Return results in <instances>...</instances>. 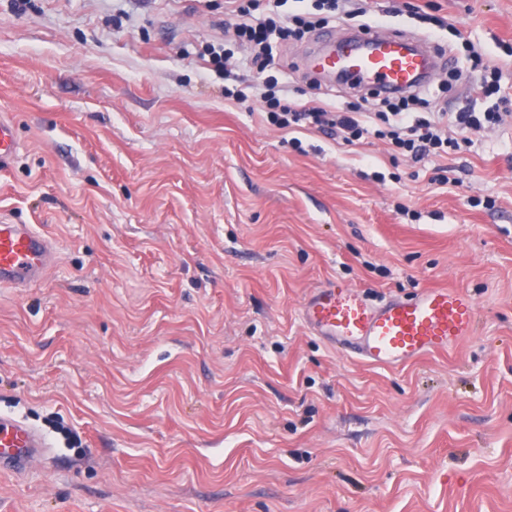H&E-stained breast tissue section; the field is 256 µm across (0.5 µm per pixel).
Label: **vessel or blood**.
I'll use <instances>...</instances> for the list:
<instances>
[{"label":"vessel or blood","instance_id":"b4317fda","mask_svg":"<svg viewBox=\"0 0 512 512\" xmlns=\"http://www.w3.org/2000/svg\"><path fill=\"white\" fill-rule=\"evenodd\" d=\"M348 63L354 78L402 93L418 88L432 63L422 46L397 35L365 33L339 37L321 49L312 67L334 74ZM21 143L10 116L0 114V170L17 157ZM56 258L55 241L30 224H0V286L37 281ZM302 315L332 343L383 367H397L447 351L476 332L477 306L454 286H428L410 298L368 303L360 290L341 283L315 288ZM44 438L26 426L0 418V467L16 470L45 448Z\"/></svg>","mask_w":512,"mask_h":512}]
</instances>
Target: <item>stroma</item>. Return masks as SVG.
<instances>
[{"label":"stroma","instance_id":"obj_1","mask_svg":"<svg viewBox=\"0 0 512 512\" xmlns=\"http://www.w3.org/2000/svg\"><path fill=\"white\" fill-rule=\"evenodd\" d=\"M327 17L444 59L415 115L501 123L417 163L270 124L271 77L285 104L385 97L314 74L311 34L260 69L227 0H0V113L21 142L0 221L57 243L38 282L0 286V417L48 443L0 471V512H512V0ZM330 281L376 303L459 287L476 333L371 365L302 316Z\"/></svg>","mask_w":512,"mask_h":512}]
</instances>
